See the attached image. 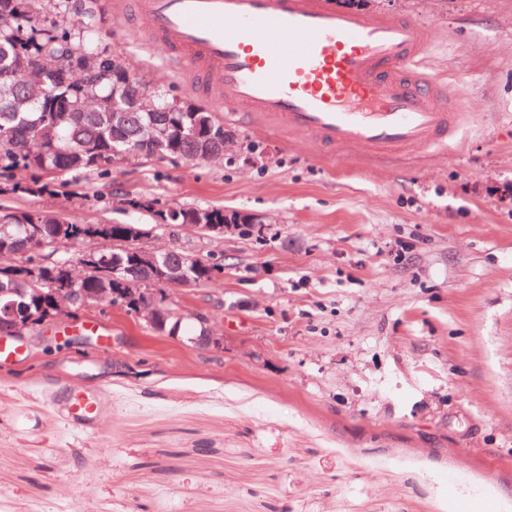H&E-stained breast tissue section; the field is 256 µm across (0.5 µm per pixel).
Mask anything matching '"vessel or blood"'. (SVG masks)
I'll return each instance as SVG.
<instances>
[{"mask_svg":"<svg viewBox=\"0 0 512 512\" xmlns=\"http://www.w3.org/2000/svg\"><path fill=\"white\" fill-rule=\"evenodd\" d=\"M113 10L178 61L188 91L330 156L433 146L458 121L446 84L419 67L430 33L408 18L322 0H114Z\"/></svg>","mask_w":512,"mask_h":512,"instance_id":"b4317fda","label":"vessel or blood"}]
</instances>
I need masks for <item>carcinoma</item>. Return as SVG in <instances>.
I'll return each mask as SVG.
<instances>
[{
  "label": "carcinoma",
  "instance_id": "cac0c4a2",
  "mask_svg": "<svg viewBox=\"0 0 512 512\" xmlns=\"http://www.w3.org/2000/svg\"><path fill=\"white\" fill-rule=\"evenodd\" d=\"M39 0H0V62L18 66L46 54L64 59L65 72L51 98L31 105L25 112H11L0 101V175L11 177L7 191L41 196L67 186L63 177L70 173L112 174V156L133 152L139 157L201 163L204 156L224 152V121L188 101L170 111L169 94L155 92L156 111L124 113L126 104L142 93L143 80H128L117 73L99 80L85 74L72 51L95 52L92 36L75 37L56 17L41 13ZM98 100L95 112H84L74 123H62L59 114L66 107ZM159 129L152 143L140 138L141 127ZM53 180L44 182L40 174ZM134 208L152 213V224H86L58 212L46 210L14 211L0 209V249L17 256L14 263L0 264V302L16 299L23 288L31 313L48 319L52 292L56 288L82 289L87 302L98 288L113 290L112 301L126 310H135L138 301L124 294L131 287L129 278L136 239L174 227L235 224L239 233L253 236L250 214L226 213L222 209L177 207L175 218H168L171 207H155L150 200H130ZM93 255L96 267L82 282L68 276V264ZM188 330L200 341L205 336L200 321L186 317L158 322L153 330L175 336Z\"/></svg>",
  "mask_w": 512,
  "mask_h": 512
}]
</instances>
